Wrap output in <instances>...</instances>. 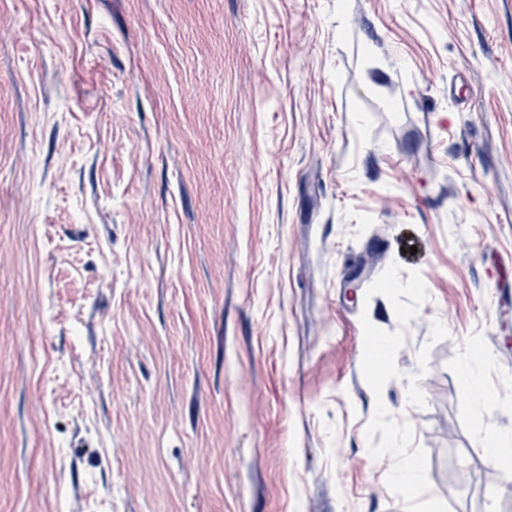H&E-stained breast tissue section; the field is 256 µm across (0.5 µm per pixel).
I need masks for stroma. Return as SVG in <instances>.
<instances>
[{"label": "stroma", "mask_w": 512, "mask_h": 512, "mask_svg": "<svg viewBox=\"0 0 512 512\" xmlns=\"http://www.w3.org/2000/svg\"><path fill=\"white\" fill-rule=\"evenodd\" d=\"M510 286L512 0H0V512H512ZM488 459L490 464L502 472L505 477L511 478L512 440L511 437L496 438L488 443Z\"/></svg>", "instance_id": "obj_1"}]
</instances>
